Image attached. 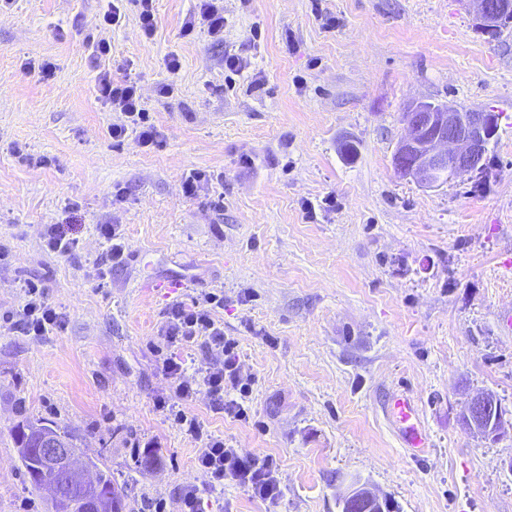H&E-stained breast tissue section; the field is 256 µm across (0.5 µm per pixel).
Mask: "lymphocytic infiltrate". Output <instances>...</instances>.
I'll return each instance as SVG.
<instances>
[{
  "instance_id": "obj_1",
  "label": "lymphocytic infiltrate",
  "mask_w": 512,
  "mask_h": 512,
  "mask_svg": "<svg viewBox=\"0 0 512 512\" xmlns=\"http://www.w3.org/2000/svg\"><path fill=\"white\" fill-rule=\"evenodd\" d=\"M88 47L89 63L99 71L100 98L125 116L123 123L108 126L109 137L120 140L132 131L141 145H153L159 132L149 123L141 106L136 81H116L110 72L101 70L102 59L111 52L108 40H89ZM223 306V298L211 292L175 303L158 329L159 336L172 347L171 352L163 356L160 369L170 380L173 394L170 398L157 400L156 405L170 412L176 425L187 435L203 442L204 450L197 458V466L209 477L207 487H183L181 512H203L205 497L227 482L238 485L272 507L278 506L282 496L278 464L273 457L253 456L228 445L222 438L209 433L197 417L187 416L178 408L179 402L193 399L203 390L217 410L239 420L248 415L244 401L250 390L240 375L238 343L225 336L223 325L215 318L216 310ZM14 325L25 335L46 336L61 327L62 315L49 302L44 289L31 284L24 290V304L15 313ZM199 340L205 346L206 362L204 366L187 369L175 348Z\"/></svg>"
}]
</instances>
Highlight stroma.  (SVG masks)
<instances>
[{"instance_id":"obj_1","label":"stroma","mask_w":512,"mask_h":512,"mask_svg":"<svg viewBox=\"0 0 512 512\" xmlns=\"http://www.w3.org/2000/svg\"><path fill=\"white\" fill-rule=\"evenodd\" d=\"M15 0L0 13V512L31 502L12 429L55 422L117 480L128 512L206 486L200 441L156 401L172 394L157 330L174 303L213 292L238 342L250 417L199 392L182 409L243 452L279 463L277 512H339L346 477L368 480L395 512H512V23L482 30L468 0H224V37L180 30L197 0ZM112 49L101 68L136 79L160 133L115 141L121 112L98 94L88 34ZM234 55L245 66H224ZM180 61L169 71V57ZM50 72H43V65ZM497 113L475 172L425 187L393 165L410 101ZM47 163L34 167L16 148ZM192 169L209 188L183 192ZM79 244L49 251L48 224ZM102 224L127 258L104 285ZM65 316L28 336L4 317L26 283ZM418 399L430 449L412 458L387 414ZM489 391L510 426L481 438L461 414ZM206 512H268L239 486ZM74 224H49L43 232L46 247L60 256L69 255L78 245Z\"/></svg>"}]
</instances>
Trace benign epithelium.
Here are the masks:
<instances>
[{"instance_id":"obj_1","label":"benign epithelium","mask_w":512,"mask_h":512,"mask_svg":"<svg viewBox=\"0 0 512 512\" xmlns=\"http://www.w3.org/2000/svg\"><path fill=\"white\" fill-rule=\"evenodd\" d=\"M480 26L495 30L512 16V0H468ZM407 135L399 142L393 156L398 173L411 177L426 187L438 186L456 173L471 171L482 161L490 140L497 131L495 112H461L446 103L413 102L403 113ZM462 419L471 433L497 436L506 420L496 396L478 394L465 406ZM21 451L37 456L65 472L62 483L52 484L55 503L69 502L77 489L83 512H102L94 469L88 460H77L73 441L42 425L25 430ZM385 501L370 483L354 478L349 492L340 498L341 512H379Z\"/></svg>"}]
</instances>
